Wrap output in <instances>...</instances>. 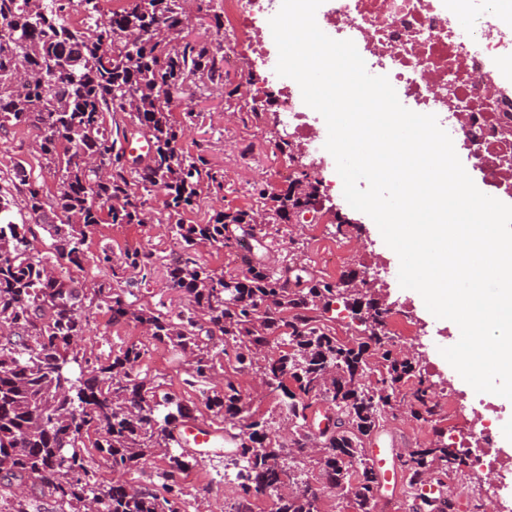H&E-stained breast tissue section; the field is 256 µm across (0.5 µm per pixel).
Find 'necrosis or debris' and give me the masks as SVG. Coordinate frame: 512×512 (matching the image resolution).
<instances>
[{
	"instance_id": "1",
	"label": "necrosis or debris",
	"mask_w": 512,
	"mask_h": 512,
	"mask_svg": "<svg viewBox=\"0 0 512 512\" xmlns=\"http://www.w3.org/2000/svg\"><path fill=\"white\" fill-rule=\"evenodd\" d=\"M476 26L460 31L451 23L448 0H324L316 12L322 31L352 40L367 70L387 77L402 105L436 115L465 152L493 197L512 200V169L499 167L512 154V106L497 104L479 83L488 56L505 45L496 24L494 0H470ZM281 0H224V22L244 37L224 46V66L247 73L250 56L270 54L275 45L269 20ZM268 111L282 114L288 131L305 148L309 160L320 157L322 131L300 99L298 84L282 79L269 99ZM486 413L478 428L459 436L456 446L477 471L512 472V457L496 444L497 405L483 401Z\"/></svg>"
}]
</instances>
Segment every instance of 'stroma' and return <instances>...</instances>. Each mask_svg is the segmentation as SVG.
Returning a JSON list of instances; mask_svg holds the SVG:
<instances>
[{"mask_svg":"<svg viewBox=\"0 0 512 512\" xmlns=\"http://www.w3.org/2000/svg\"><path fill=\"white\" fill-rule=\"evenodd\" d=\"M241 76L238 72L224 74L223 84L212 85L206 89L189 87L182 101L173 107L174 118H181L185 105H192L197 119L186 133L182 148L189 153L204 152L212 166L224 175L222 189H216L204 195L197 207L186 217L188 223L203 224L222 209L251 208L255 198L239 202L234 198L240 187L257 184L268 185L270 190L278 192L286 189L287 184L278 176L280 164L288 162L287 153L281 152L279 143L288 140L289 135L282 125L278 113L254 112L253 101L245 95L225 99V86H238ZM41 132L33 126L21 125L11 128L7 137L0 139V172L13 164L26 166L32 178L44 186L46 197H53L57 181L50 176L45 161L38 151ZM330 203L349 218L359 222L358 231L352 232L351 244L346 254V268L363 261L370 254H381L386 259L387 273L381 274V282L386 283L387 301L396 307H405L410 311L416 324L417 334L413 338L399 342L400 350H418L421 354L420 367H433L430 381L434 393L454 389L462 400L457 408L459 425L469 429L477 421L481 408L471 405L468 396L472 387L466 383L457 371L442 357V348L448 347L447 337L440 331L446 327V320L434 317L425 307L420 294L400 286L398 280L399 259L389 248L375 222L365 213L353 209L342 193L329 194ZM166 197L164 193L153 192L147 203L150 216L143 224H103L96 234L88 239L87 259L82 268L73 270L74 279L84 287L92 288L111 276L109 267L98 264L96 256L102 247L112 249L113 261H120L123 252L129 248L145 247L162 256H172L179 252L180 244L167 229ZM123 287L129 288L133 299L139 304H164L166 310L176 312L183 308V293L175 288L164 266H156L149 280H142L132 270L126 271L122 279ZM91 330L83 346L96 354L108 355L128 342H145V354L142 366L147 369L163 390L176 393L195 406L199 422L218 427L219 422L207 411L200 393L191 391L183 385L186 364L165 354L163 345L145 340L140 326L131 321L112 322L109 313L94 307L90 310ZM448 411L438 409L433 421L422 422L403 412L383 421L373 440L378 447L387 449L390 461L400 464L408 449L423 446L435 440L448 438ZM226 461L224 451L210 448L197 454L193 467L184 479L187 495L184 508L186 512H234L238 502V491L234 481L225 476ZM489 473H476L469 466L451 473L447 485L455 492L462 486L478 487L482 494L498 498H512V477L499 475V487H491ZM457 512H474V499L460 496Z\"/></svg>","mask_w":512,"mask_h":512,"instance_id":"obj_1","label":"stroma"}]
</instances>
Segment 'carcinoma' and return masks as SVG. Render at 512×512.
<instances>
[{
    "instance_id": "1",
    "label": "carcinoma",
    "mask_w": 512,
    "mask_h": 512,
    "mask_svg": "<svg viewBox=\"0 0 512 512\" xmlns=\"http://www.w3.org/2000/svg\"><path fill=\"white\" fill-rule=\"evenodd\" d=\"M101 0H0V129L34 123L39 150L60 174L52 202L37 183L24 187V208L48 233L49 251L30 248V224L9 218L7 187L0 185V512H181L182 483L195 461L172 453L174 431L194 418L178 395L162 392L140 369L144 344L132 342L107 357L79 347L90 331L89 302L112 321H133L145 335L187 359L185 386L211 383L225 359L236 374H254L266 398L291 424L278 435L271 419L249 411V396L224 374L223 386L203 394L204 405L224 424L229 465L243 505L259 495L277 498V512H319L325 491L371 512L379 476L367 453L383 409L404 404L427 421L437 403L412 356L393 348L387 308L371 289L349 290L316 274L299 242L271 267L245 254L242 276L199 264L200 247L217 252L246 239L264 246L280 225L309 210L315 186L301 173L278 193L257 188L258 207L218 211L205 224H187L201 194L221 186L205 155L182 150L188 108L173 118L171 105L188 83L223 78L224 44L184 40L183 0H122L101 18ZM86 17L71 25V14ZM125 112L131 126L111 127L107 116ZM142 135L143 156L124 144ZM165 191L169 230L182 252L170 265L173 284L189 305L173 314L128 300L121 284H98L93 297L75 285L84 246L101 224H142L145 192ZM263 215L265 223L256 224ZM157 257L135 249L124 265L150 272ZM340 302L359 326L344 340L324 314ZM283 349L269 351L270 338ZM80 366L75 377L69 365ZM416 382L406 396L401 387ZM320 404L338 418L313 439L309 420ZM126 472L158 455L166 459L160 486H132L99 478L93 455ZM318 469L320 481L305 477ZM464 458L438 440L412 449L403 467L414 490L433 480L447 488L448 471Z\"/></svg>"
}]
</instances>
